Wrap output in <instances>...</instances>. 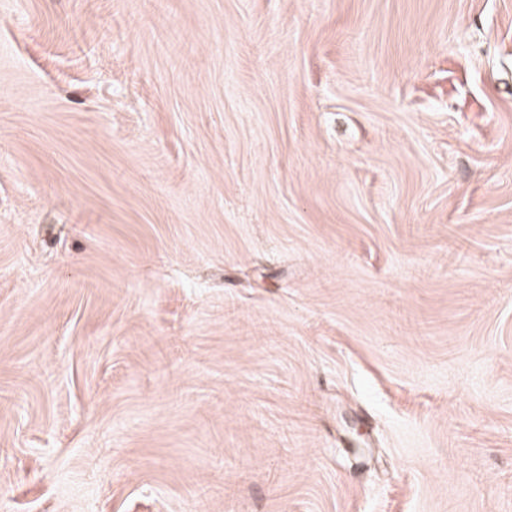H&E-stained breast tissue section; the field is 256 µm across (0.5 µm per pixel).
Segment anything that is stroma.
<instances>
[{
    "label": "stroma",
    "instance_id": "obj_1",
    "mask_svg": "<svg viewBox=\"0 0 512 512\" xmlns=\"http://www.w3.org/2000/svg\"><path fill=\"white\" fill-rule=\"evenodd\" d=\"M0 512H512V0H0Z\"/></svg>",
    "mask_w": 512,
    "mask_h": 512
}]
</instances>
